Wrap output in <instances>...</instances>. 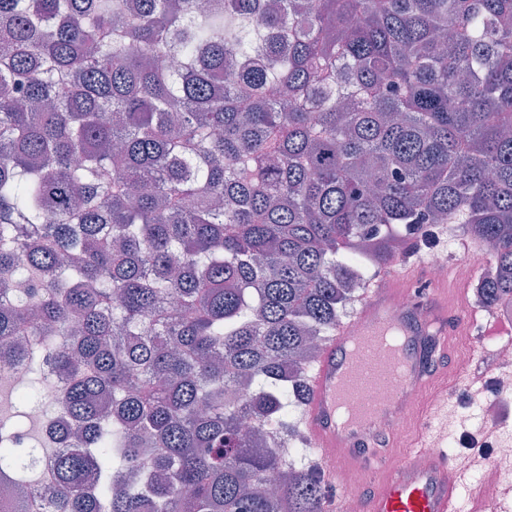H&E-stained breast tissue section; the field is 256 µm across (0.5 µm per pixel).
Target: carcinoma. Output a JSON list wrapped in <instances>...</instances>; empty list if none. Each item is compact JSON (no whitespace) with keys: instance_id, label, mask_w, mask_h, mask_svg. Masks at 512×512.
I'll use <instances>...</instances> for the list:
<instances>
[{"instance_id":"obj_1","label":"carcinoma","mask_w":512,"mask_h":512,"mask_svg":"<svg viewBox=\"0 0 512 512\" xmlns=\"http://www.w3.org/2000/svg\"><path fill=\"white\" fill-rule=\"evenodd\" d=\"M448 224L512 303V0H0L11 512H325L304 350Z\"/></svg>"}]
</instances>
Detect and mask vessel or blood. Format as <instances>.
<instances>
[{"instance_id":"vessel-or-blood-1","label":"vessel or blood","mask_w":512,"mask_h":512,"mask_svg":"<svg viewBox=\"0 0 512 512\" xmlns=\"http://www.w3.org/2000/svg\"><path fill=\"white\" fill-rule=\"evenodd\" d=\"M408 304L396 308L394 296ZM464 289L428 281L420 256L400 271L381 274L367 288L356 314L338 324L308 375L301 423L338 512L348 477L368 482L364 512H464L470 475L449 457L448 394L487 379L464 367L447 372L432 357L448 352L452 337L467 336L477 320L465 309ZM389 390V404L376 400ZM415 421L416 431L398 449L384 429L392 418Z\"/></svg>"}]
</instances>
